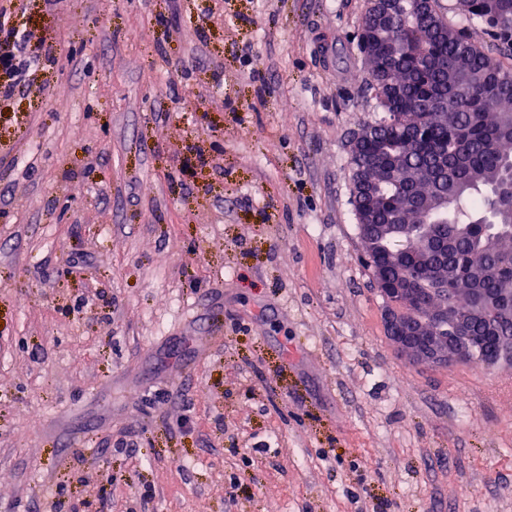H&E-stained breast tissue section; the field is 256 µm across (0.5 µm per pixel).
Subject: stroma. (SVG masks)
Wrapping results in <instances>:
<instances>
[{"label":"stroma","mask_w":512,"mask_h":512,"mask_svg":"<svg viewBox=\"0 0 512 512\" xmlns=\"http://www.w3.org/2000/svg\"><path fill=\"white\" fill-rule=\"evenodd\" d=\"M364 9L0 0V512H512V363L360 259ZM18 32L12 27L10 21L5 19V14L0 13V68L10 79L18 77L22 71L21 61L17 62L14 53L18 45ZM469 304L468 315L457 322L454 336H436L425 324L411 320L405 309L395 306H388L385 311L387 333L398 352L413 365L430 367L466 362L469 359L486 362L490 356L506 350V338L512 336V320L502 317L496 319L498 334L489 336H502L501 339L479 343L471 353L474 337L470 333L469 317L477 308L482 312L497 309L503 315L511 316L512 301L504 295H489L479 306H475L470 291Z\"/></svg>","instance_id":"35a3bbf8"}]
</instances>
